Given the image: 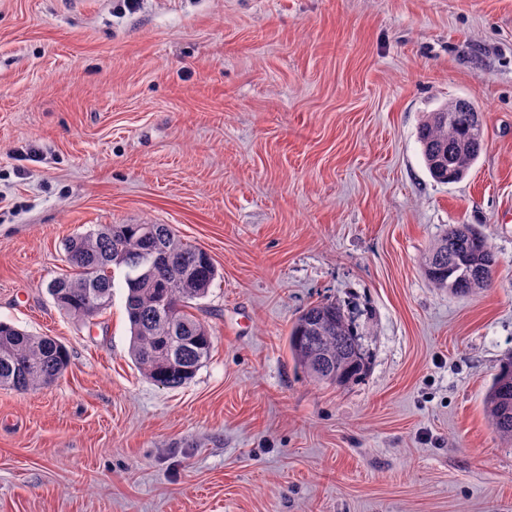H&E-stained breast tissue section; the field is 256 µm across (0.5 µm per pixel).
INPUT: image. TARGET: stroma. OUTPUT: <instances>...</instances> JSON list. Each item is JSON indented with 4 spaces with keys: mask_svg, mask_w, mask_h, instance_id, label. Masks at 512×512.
<instances>
[{
    "mask_svg": "<svg viewBox=\"0 0 512 512\" xmlns=\"http://www.w3.org/2000/svg\"><path fill=\"white\" fill-rule=\"evenodd\" d=\"M0 0V321L70 355L0 387V512H512V445L484 398L512 358V0ZM484 114L468 176L435 182L417 131ZM152 220L209 253L214 336L188 384L130 356L125 271L61 312L64 245ZM456 224L490 288L432 287ZM372 353L341 387L288 333L321 301ZM495 255L486 238L470 224L451 228L434 241L424 258L423 268L429 283L455 294H470L492 283ZM468 268L467 278L456 280L453 268Z\"/></svg>",
    "mask_w": 512,
    "mask_h": 512,
    "instance_id": "1",
    "label": "stroma"
}]
</instances>
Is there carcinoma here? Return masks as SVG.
<instances>
[{"label": "carcinoma", "instance_id": "obj_1", "mask_svg": "<svg viewBox=\"0 0 512 512\" xmlns=\"http://www.w3.org/2000/svg\"><path fill=\"white\" fill-rule=\"evenodd\" d=\"M466 102L448 101L419 127L425 166L438 183L464 180L483 150L484 128L476 126L475 113L464 110ZM149 250L167 261L139 266L137 259ZM66 254L72 258L69 271L48 288L61 311L77 320L103 313L112 301V270L123 268L135 366L163 388H179L195 377L214 345L208 326L191 312V302L205 297L217 276L207 252L182 241L167 224H105L70 238ZM495 263L486 238L461 224L434 241L423 268L433 287L470 294L491 285ZM457 265L468 268L462 281L453 272ZM288 349L309 376L338 386L361 379L370 365L364 336L334 302L303 310L289 332ZM68 364L67 349L54 338L0 322V387L23 392L47 387ZM485 406L494 431L512 441V359L494 374Z\"/></svg>", "mask_w": 512, "mask_h": 512}]
</instances>
